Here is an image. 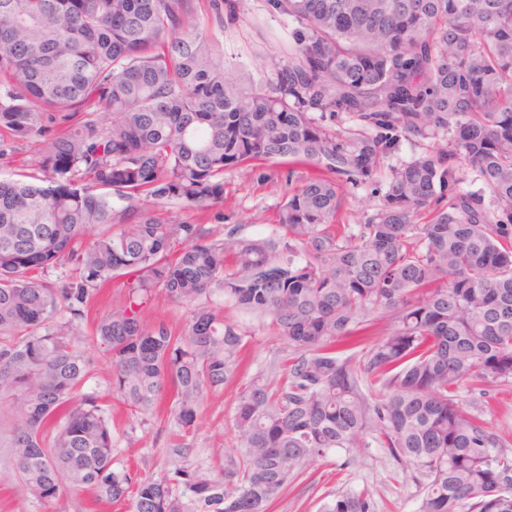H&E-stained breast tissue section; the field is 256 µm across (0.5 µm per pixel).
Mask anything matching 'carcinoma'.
Listing matches in <instances>:
<instances>
[{"instance_id":"carcinoma-1","label":"carcinoma","mask_w":512,"mask_h":512,"mask_svg":"<svg viewBox=\"0 0 512 512\" xmlns=\"http://www.w3.org/2000/svg\"><path fill=\"white\" fill-rule=\"evenodd\" d=\"M274 6L292 29L262 90L215 54L195 0H0V160L39 145L0 180V410L20 413L0 446L46 502L87 489L129 512H269L330 451L376 446L425 479L416 512H512V451L459 402L470 381L512 383V0ZM341 114L357 129H333ZM401 137L426 148L390 169L373 214L336 224L339 182H377ZM256 162L323 173L268 239L209 227L224 173ZM117 277L94 330L112 395L143 415L169 398L182 437L246 337L200 299L221 293L291 347L279 379L244 388L221 476L116 466L75 336ZM157 292L193 307L180 331L147 319ZM323 512L376 505L349 489Z\"/></svg>"}]
</instances>
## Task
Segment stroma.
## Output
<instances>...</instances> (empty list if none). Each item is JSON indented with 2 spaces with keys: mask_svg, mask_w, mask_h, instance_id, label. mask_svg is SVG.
<instances>
[{
  "mask_svg": "<svg viewBox=\"0 0 512 512\" xmlns=\"http://www.w3.org/2000/svg\"><path fill=\"white\" fill-rule=\"evenodd\" d=\"M233 11L215 22L210 0H197L201 25L218 45L224 63L233 67L253 88L266 87L272 77L269 58L289 37L290 25L270 0H234ZM287 166L272 162L262 165L260 174L239 172L224 175V222L237 227L242 238H264L277 228L279 209L288 196ZM210 305L223 309L247 333L242 364L235 379L223 389L209 393L199 413V427L186 438H178L166 416L148 419L132 414L122 402L109 400L108 411L116 437L115 460L138 474L161 475L172 467L173 446L184 444L189 463L209 473L224 466L220 451L234 445L233 419L242 389L270 363L286 357L288 344L270 322L254 319L231 302L214 294ZM79 334L82 347L92 357L93 374L86 388L107 393L112 364L93 340L94 323L85 319ZM461 402L478 412L487 425L512 450V384L483 394L479 383L461 392ZM367 489L377 512H415L420 486L416 472L403 468L385 449H337L312 464L306 472L288 482L275 497L271 512H321L338 491ZM90 493H66L42 502L24 493L9 449L0 448V512H88Z\"/></svg>",
  "mask_w": 512,
  "mask_h": 512,
  "instance_id": "stroma-1",
  "label": "stroma"
}]
</instances>
